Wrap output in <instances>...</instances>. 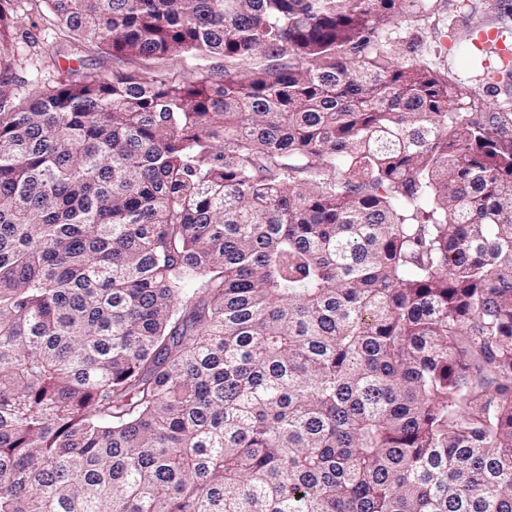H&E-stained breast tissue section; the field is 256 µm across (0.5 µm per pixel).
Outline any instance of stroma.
Listing matches in <instances>:
<instances>
[{"label": "stroma", "instance_id": "obj_1", "mask_svg": "<svg viewBox=\"0 0 512 512\" xmlns=\"http://www.w3.org/2000/svg\"><path fill=\"white\" fill-rule=\"evenodd\" d=\"M18 25L9 32L15 95L26 99L34 84L53 83L61 69L111 74L115 70L167 69L162 60L118 59L61 37L44 0H18ZM494 29L498 43L479 41L478 33ZM393 62L425 59L437 72L471 87L485 103L512 106V77L499 59L500 46L512 48V0H424L422 9L404 15L386 30Z\"/></svg>", "mask_w": 512, "mask_h": 512}]
</instances>
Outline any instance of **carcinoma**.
Returning <instances> with one entry per match:
<instances>
[{
  "label": "carcinoma",
  "instance_id": "cac0c4a2",
  "mask_svg": "<svg viewBox=\"0 0 512 512\" xmlns=\"http://www.w3.org/2000/svg\"><path fill=\"white\" fill-rule=\"evenodd\" d=\"M0 0V512H512V113L419 0H45L224 72L14 96Z\"/></svg>",
  "mask_w": 512,
  "mask_h": 512
}]
</instances>
